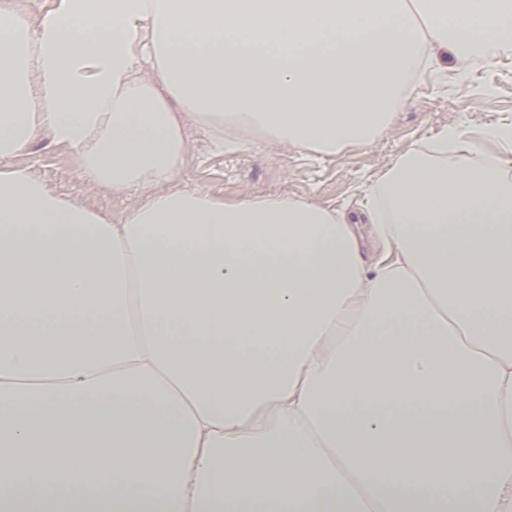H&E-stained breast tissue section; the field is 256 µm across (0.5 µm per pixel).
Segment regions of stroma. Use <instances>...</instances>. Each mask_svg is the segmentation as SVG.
Returning <instances> with one entry per match:
<instances>
[{"label":"stroma","mask_w":512,"mask_h":512,"mask_svg":"<svg viewBox=\"0 0 512 512\" xmlns=\"http://www.w3.org/2000/svg\"><path fill=\"white\" fill-rule=\"evenodd\" d=\"M512 123V57L477 60L457 77L449 58L415 82L390 127L370 146L320 156L276 146H247L212 154L202 130L192 129L191 160L180 184L227 198L289 194L354 212L381 205L378 180L407 149H431L449 130L478 140L482 129ZM35 178L70 198L119 216L122 202L83 182L72 157L49 142L17 159Z\"/></svg>","instance_id":"obj_1"}]
</instances>
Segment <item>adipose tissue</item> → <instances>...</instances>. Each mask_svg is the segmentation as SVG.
Listing matches in <instances>:
<instances>
[{
    "label": "adipose tissue",
    "mask_w": 512,
    "mask_h": 512,
    "mask_svg": "<svg viewBox=\"0 0 512 512\" xmlns=\"http://www.w3.org/2000/svg\"><path fill=\"white\" fill-rule=\"evenodd\" d=\"M33 3L0 0V512H512L500 164L447 132L356 215L178 185L194 127L373 144L512 0ZM43 139L121 219L17 165Z\"/></svg>",
    "instance_id": "1"
}]
</instances>
